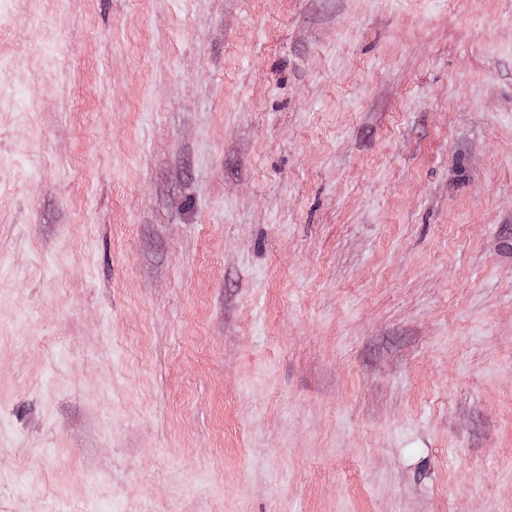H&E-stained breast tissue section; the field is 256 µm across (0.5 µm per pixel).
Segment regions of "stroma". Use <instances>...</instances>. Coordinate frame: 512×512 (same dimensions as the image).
Instances as JSON below:
<instances>
[{
	"instance_id": "obj_1",
	"label": "stroma",
	"mask_w": 512,
	"mask_h": 512,
	"mask_svg": "<svg viewBox=\"0 0 512 512\" xmlns=\"http://www.w3.org/2000/svg\"><path fill=\"white\" fill-rule=\"evenodd\" d=\"M0 512H512V0H0Z\"/></svg>"
}]
</instances>
